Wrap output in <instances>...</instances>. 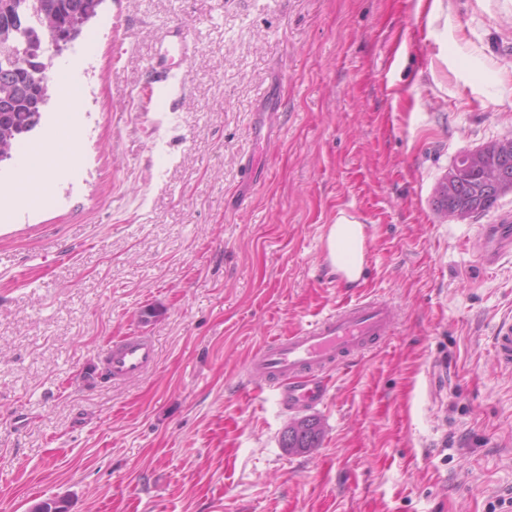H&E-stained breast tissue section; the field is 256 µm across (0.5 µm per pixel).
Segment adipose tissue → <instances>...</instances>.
Listing matches in <instances>:
<instances>
[{
  "mask_svg": "<svg viewBox=\"0 0 512 512\" xmlns=\"http://www.w3.org/2000/svg\"><path fill=\"white\" fill-rule=\"evenodd\" d=\"M326 259L347 282L359 281L365 263V231L360 221L337 216L327 229Z\"/></svg>",
  "mask_w": 512,
  "mask_h": 512,
  "instance_id": "adipose-tissue-1",
  "label": "adipose tissue"
}]
</instances>
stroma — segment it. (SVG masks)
Masks as SVG:
<instances>
[{
  "instance_id": "obj_1",
  "label": "stroma",
  "mask_w": 512,
  "mask_h": 512,
  "mask_svg": "<svg viewBox=\"0 0 512 512\" xmlns=\"http://www.w3.org/2000/svg\"><path fill=\"white\" fill-rule=\"evenodd\" d=\"M54 68L79 110L50 99L28 138L73 123L78 160L0 163L33 201L0 216V512H512V250L475 249L512 193L463 222L433 204L463 151L512 138V0H103ZM342 212L367 236L353 285L325 259ZM374 294L392 332L323 406L247 378L263 343ZM128 336L156 360L115 382ZM306 416L318 448L286 451ZM494 350L498 363L506 368L512 367V322L504 321L494 336ZM308 419L311 418L304 417L298 419L284 430L281 436L282 448H299L302 451H311L317 448L321 434V426L316 419L312 418L313 427H311L308 423ZM310 427V431L303 435H299L297 432L292 431V428H294V430L302 432Z\"/></svg>"
}]
</instances>
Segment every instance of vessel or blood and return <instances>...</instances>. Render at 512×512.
Returning a JSON list of instances; mask_svg holds the SVG:
<instances>
[{"label": "vessel or blood", "instance_id": "vessel-or-blood-1", "mask_svg": "<svg viewBox=\"0 0 512 512\" xmlns=\"http://www.w3.org/2000/svg\"><path fill=\"white\" fill-rule=\"evenodd\" d=\"M483 262H492L512 247V225L491 224L480 242ZM392 322L391 305L382 298H362L339 306L307 327L259 347L248 362L251 373L263 376L285 408H314L328 396L332 371L379 346ZM497 360L512 367V322H502L494 337ZM155 360L153 345L142 339L114 342L106 353L113 379L143 374Z\"/></svg>", "mask_w": 512, "mask_h": 512}]
</instances>
